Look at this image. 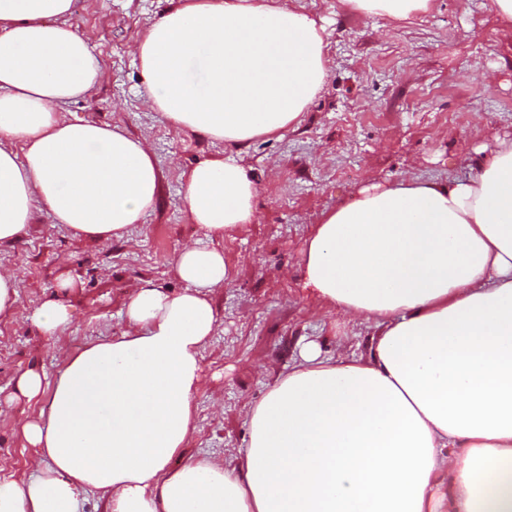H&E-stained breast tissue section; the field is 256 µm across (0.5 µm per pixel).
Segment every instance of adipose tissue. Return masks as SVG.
<instances>
[{"instance_id":"obj_1","label":"adipose tissue","mask_w":512,"mask_h":512,"mask_svg":"<svg viewBox=\"0 0 512 512\" xmlns=\"http://www.w3.org/2000/svg\"><path fill=\"white\" fill-rule=\"evenodd\" d=\"M404 20L435 0H339ZM134 53L142 96L181 131L229 145L182 172L185 218L202 232L174 262L184 290L134 283L126 329L71 357L26 424L40 453L23 479L0 477V512H512V141L468 180L371 183L325 213L304 256V285L371 329L367 353L305 343L247 416L238 464L169 470L193 424L213 289L232 272L216 242L254 223L258 188L241 153L282 136L328 77L326 27L300 0H168ZM74 0H0V245L42 203L90 242L124 238L156 204L146 140L71 120L105 70L66 20ZM24 147L16 155L12 142ZM30 319L56 337L62 294Z\"/></svg>"}]
</instances>
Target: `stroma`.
Listing matches in <instances>:
<instances>
[{
	"instance_id": "1",
	"label": "stroma",
	"mask_w": 512,
	"mask_h": 512,
	"mask_svg": "<svg viewBox=\"0 0 512 512\" xmlns=\"http://www.w3.org/2000/svg\"><path fill=\"white\" fill-rule=\"evenodd\" d=\"M438 2L434 13L390 26L376 15L340 11L336 0H303L325 21L329 76L299 124L244 150L258 186L257 220L219 243L237 275L212 295L218 325L203 352L195 430L172 467L206 456L235 461L247 439L248 407L293 361L302 338L317 337L329 355L367 351L370 330L302 286L304 248L326 211L368 179L475 176L479 158L512 140V40L493 0ZM167 6L74 0L69 22L89 40L107 77L63 112L117 123L146 139L159 163L160 193L127 241L85 242L40 208L25 236L0 246V270L18 281L15 308L0 316V476L31 473L36 451L23 427L47 408L42 397L15 399L16 378L34 370L54 380L67 356L120 335L131 284L182 287L173 262L200 232L183 220L180 175L223 154L225 145L170 128L143 101L133 47ZM64 276L74 283L66 299L73 319L60 338L49 339L29 315Z\"/></svg>"
}]
</instances>
